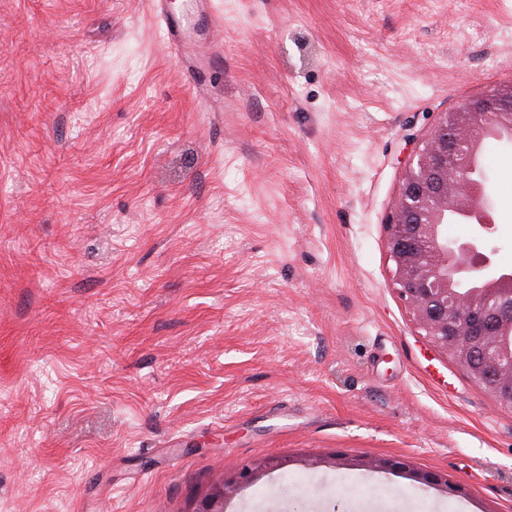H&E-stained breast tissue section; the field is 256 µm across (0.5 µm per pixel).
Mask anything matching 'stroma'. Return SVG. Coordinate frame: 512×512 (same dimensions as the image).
Masks as SVG:
<instances>
[{
    "label": "stroma",
    "mask_w": 512,
    "mask_h": 512,
    "mask_svg": "<svg viewBox=\"0 0 512 512\" xmlns=\"http://www.w3.org/2000/svg\"><path fill=\"white\" fill-rule=\"evenodd\" d=\"M210 2L191 75L149 0H0V512H197L265 461L224 512H512V411L384 227L407 135L512 81V0ZM270 467H273V464L270 462L260 463L253 467L247 466L235 472L224 481L223 487L216 489L209 495L197 512H224V500L226 501L228 496L239 487L241 480H253L257 474L267 469L269 470Z\"/></svg>",
    "instance_id": "stroma-1"
}]
</instances>
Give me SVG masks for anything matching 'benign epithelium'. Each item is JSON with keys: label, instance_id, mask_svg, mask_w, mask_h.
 <instances>
[{"label": "benign epithelium", "instance_id": "1", "mask_svg": "<svg viewBox=\"0 0 512 512\" xmlns=\"http://www.w3.org/2000/svg\"><path fill=\"white\" fill-rule=\"evenodd\" d=\"M512 141V83L466 99L410 135L397 197L386 221L392 282L416 327L466 370L471 381L512 410V268L491 244L496 209L488 178L474 179L473 158L486 134ZM470 212V235L448 244V206ZM472 278L466 293L455 280ZM272 467L247 466L224 481L197 512H224L243 480Z\"/></svg>", "mask_w": 512, "mask_h": 512}]
</instances>
